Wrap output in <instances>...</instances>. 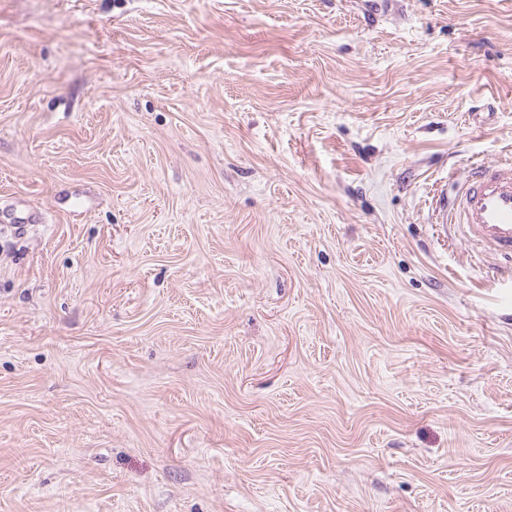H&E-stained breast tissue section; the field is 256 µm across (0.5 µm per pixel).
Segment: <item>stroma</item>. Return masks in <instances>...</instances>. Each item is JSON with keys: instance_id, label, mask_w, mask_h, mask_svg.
<instances>
[{"instance_id": "stroma-1", "label": "stroma", "mask_w": 512, "mask_h": 512, "mask_svg": "<svg viewBox=\"0 0 512 512\" xmlns=\"http://www.w3.org/2000/svg\"><path fill=\"white\" fill-rule=\"evenodd\" d=\"M0 0V512H512V0ZM433 199L437 224H454L485 252L512 258V162L473 163L464 179Z\"/></svg>"}]
</instances>
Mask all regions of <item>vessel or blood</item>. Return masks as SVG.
Segmentation results:
<instances>
[{
	"label": "vessel or blood",
	"instance_id": "b4317fda",
	"mask_svg": "<svg viewBox=\"0 0 512 512\" xmlns=\"http://www.w3.org/2000/svg\"><path fill=\"white\" fill-rule=\"evenodd\" d=\"M433 213L485 252L512 258V161L473 163L452 193L435 195Z\"/></svg>",
	"mask_w": 512,
	"mask_h": 512
}]
</instances>
